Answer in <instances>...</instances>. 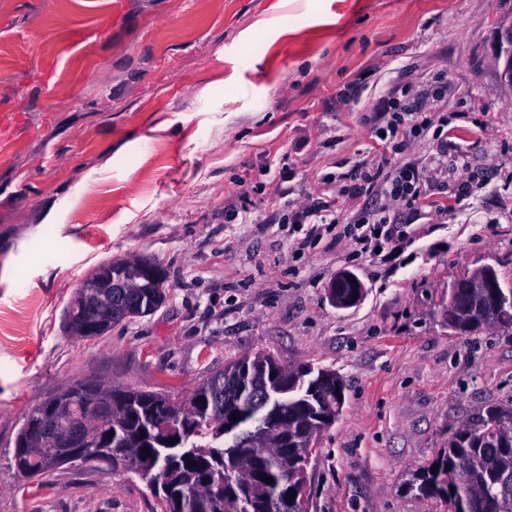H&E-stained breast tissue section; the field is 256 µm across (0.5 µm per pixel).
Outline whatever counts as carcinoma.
I'll list each match as a JSON object with an SVG mask.
<instances>
[{
    "mask_svg": "<svg viewBox=\"0 0 512 512\" xmlns=\"http://www.w3.org/2000/svg\"><path fill=\"white\" fill-rule=\"evenodd\" d=\"M87 277L128 282L141 305L139 310L127 307L95 315V338L114 324L150 314L159 306L156 299L165 297L161 265L152 274L119 258L98 265ZM467 301L465 289H457L442 314L450 328L479 331V324L454 321ZM84 317L82 301L73 298L64 311L65 328ZM265 389L294 391V397L277 407L281 432L263 436L257 428L237 447H225L224 429L265 419L258 397ZM344 400L345 385L336 371L309 363L286 366L270 353H257L224 365L179 402L163 393L100 380L72 400L68 417L56 425L84 423L88 446L104 449L112 454L113 466L144 480L161 512H309L307 469L320 431L336 422ZM175 406L179 418L170 422L169 411ZM501 412L490 407L458 428L447 448L409 473L405 492L418 499H439L448 512H506L505 504H512V427L501 426ZM174 438L177 442L170 443ZM67 452L46 439L30 438L22 427L12 463L23 478H46L56 470L42 458ZM267 477L273 483L265 482Z\"/></svg>",
    "mask_w": 512,
    "mask_h": 512,
    "instance_id": "obj_1",
    "label": "carcinoma"
}]
</instances>
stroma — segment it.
<instances>
[{
  "instance_id": "35a3bbf8",
  "label": "stroma",
  "mask_w": 512,
  "mask_h": 512,
  "mask_svg": "<svg viewBox=\"0 0 512 512\" xmlns=\"http://www.w3.org/2000/svg\"><path fill=\"white\" fill-rule=\"evenodd\" d=\"M512 0H0V512H160L139 477L10 466L25 414L96 376L183 397L226 363L268 352L328 368L342 412L308 469L310 512H445L406 495L490 405L512 408V332L448 328L456 278H512V89L494 43ZM446 119L378 160L388 102ZM287 156V178L262 166ZM414 161L455 210L342 197L350 224L384 210L400 245L378 255L324 235L297 250L268 207L323 176ZM262 183L226 222L238 179ZM148 255L168 272L152 314L95 339L63 311L100 263ZM364 294L336 308L328 287Z\"/></svg>"
}]
</instances>
